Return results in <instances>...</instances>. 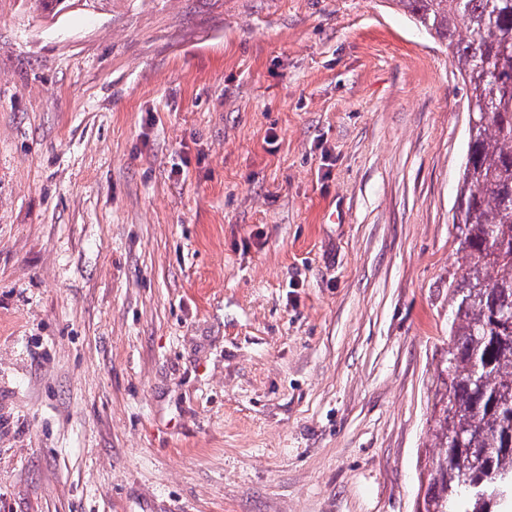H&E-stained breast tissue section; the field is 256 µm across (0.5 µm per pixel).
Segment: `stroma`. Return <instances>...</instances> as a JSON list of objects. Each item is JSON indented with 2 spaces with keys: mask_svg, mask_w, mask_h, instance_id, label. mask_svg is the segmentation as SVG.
Returning <instances> with one entry per match:
<instances>
[{
  "mask_svg": "<svg viewBox=\"0 0 512 512\" xmlns=\"http://www.w3.org/2000/svg\"><path fill=\"white\" fill-rule=\"evenodd\" d=\"M467 141L385 0H0V512H413ZM21 5L25 6L29 12L43 20H54L60 13L66 9L75 6L95 7L100 1L95 0H20Z\"/></svg>",
  "mask_w": 512,
  "mask_h": 512,
  "instance_id": "1",
  "label": "stroma"
}]
</instances>
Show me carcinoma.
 <instances>
[{"label":"carcinoma","instance_id":"carcinoma-1","mask_svg":"<svg viewBox=\"0 0 512 512\" xmlns=\"http://www.w3.org/2000/svg\"><path fill=\"white\" fill-rule=\"evenodd\" d=\"M451 56L476 118L456 199L466 275L448 288V349L430 422L437 455L419 485L423 512H494L478 493L512 481V0H392ZM54 20L96 0H20Z\"/></svg>","mask_w":512,"mask_h":512}]
</instances>
